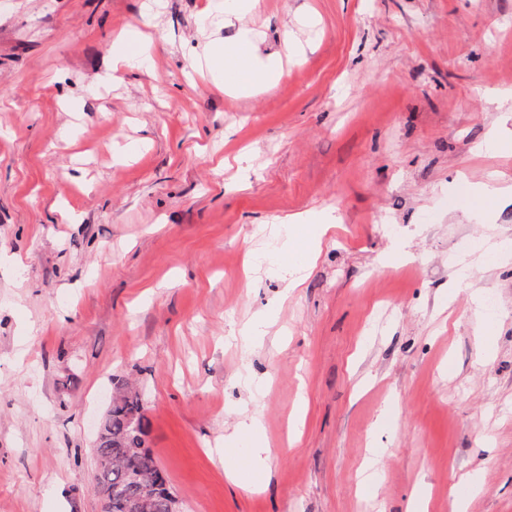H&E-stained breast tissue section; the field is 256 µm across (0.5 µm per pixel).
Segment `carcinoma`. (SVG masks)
<instances>
[{"label": "carcinoma", "instance_id": "cac0c4a2", "mask_svg": "<svg viewBox=\"0 0 512 512\" xmlns=\"http://www.w3.org/2000/svg\"><path fill=\"white\" fill-rule=\"evenodd\" d=\"M147 425L138 394L126 390L112 397V415L107 420L106 436L94 448L96 459H110L112 487L120 494L133 496L145 478L159 485L154 502L141 512H168L167 479L153 452L145 446Z\"/></svg>", "mask_w": 512, "mask_h": 512}]
</instances>
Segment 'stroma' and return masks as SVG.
Returning a JSON list of instances; mask_svg holds the SVG:
<instances>
[{"mask_svg":"<svg viewBox=\"0 0 512 512\" xmlns=\"http://www.w3.org/2000/svg\"><path fill=\"white\" fill-rule=\"evenodd\" d=\"M207 5L0 0V512H99L95 426L128 380L182 512H406L421 484L455 512L470 476L468 512H512V259L485 256L512 244V204L461 210L512 181L483 149L512 133L493 101L512 0H259L204 30ZM130 27L151 66L105 85ZM243 27L306 52L249 98L192 69ZM329 207L341 223L297 225L287 253L254 234ZM257 409L269 478L249 492L213 449L244 457ZM512 200V184L490 176L486 181L472 186L466 203L467 212L489 219L503 201ZM270 326V314H261L252 318L248 323L243 325L237 335L239 336L244 344H250L255 342L267 333V328Z\"/></svg>","mask_w":512,"mask_h":512,"instance_id":"obj_1","label":"stroma"}]
</instances>
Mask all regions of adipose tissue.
<instances>
[{"label": "adipose tissue", "mask_w": 512, "mask_h": 512, "mask_svg": "<svg viewBox=\"0 0 512 512\" xmlns=\"http://www.w3.org/2000/svg\"><path fill=\"white\" fill-rule=\"evenodd\" d=\"M300 56L298 46L288 36L283 38L278 50L260 53L258 38L248 30L235 40L212 41L202 49L203 65L214 84L243 98L277 86L285 75L284 60H296ZM510 199L512 183L492 176L471 187L466 208L488 219L503 201ZM261 432L260 413H251L238 423L235 435L249 436L252 448L244 464H231L225 470L229 482L249 491L268 474L269 450L260 438Z\"/></svg>", "instance_id": "1"}]
</instances>
